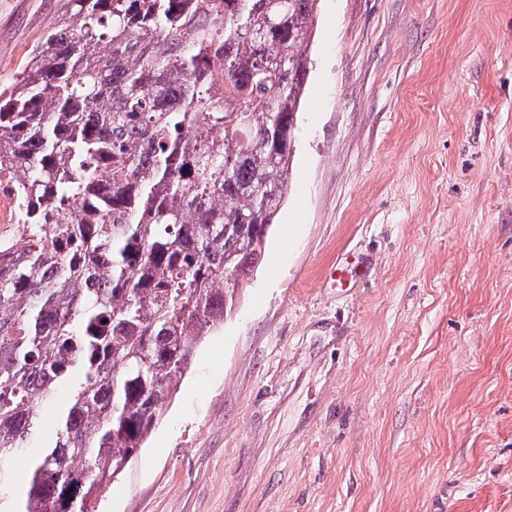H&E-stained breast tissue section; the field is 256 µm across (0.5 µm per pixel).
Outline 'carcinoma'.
<instances>
[{
	"mask_svg": "<svg viewBox=\"0 0 512 512\" xmlns=\"http://www.w3.org/2000/svg\"><path fill=\"white\" fill-rule=\"evenodd\" d=\"M318 2L67 0L0 87L26 238L0 248V512H95L231 310L283 202Z\"/></svg>",
	"mask_w": 512,
	"mask_h": 512,
	"instance_id": "1",
	"label": "carcinoma"
}]
</instances>
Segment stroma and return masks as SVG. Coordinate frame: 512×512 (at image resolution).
Listing matches in <instances>:
<instances>
[{
  "mask_svg": "<svg viewBox=\"0 0 512 512\" xmlns=\"http://www.w3.org/2000/svg\"><path fill=\"white\" fill-rule=\"evenodd\" d=\"M66 0H0V86ZM283 203L98 512H512V0H320Z\"/></svg>",
  "mask_w": 512,
  "mask_h": 512,
  "instance_id": "obj_1",
  "label": "stroma"
}]
</instances>
